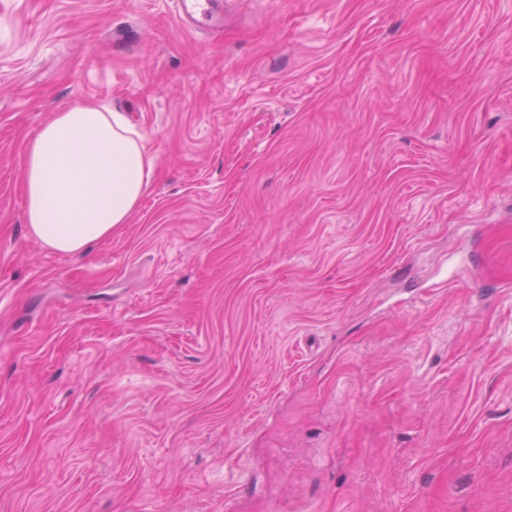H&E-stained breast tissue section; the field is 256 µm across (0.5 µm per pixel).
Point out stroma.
I'll return each mask as SVG.
<instances>
[{
    "instance_id": "obj_1",
    "label": "stroma",
    "mask_w": 512,
    "mask_h": 512,
    "mask_svg": "<svg viewBox=\"0 0 512 512\" xmlns=\"http://www.w3.org/2000/svg\"><path fill=\"white\" fill-rule=\"evenodd\" d=\"M86 101L154 166L74 257ZM0 512H512V0H0ZM177 11L183 22L195 25L217 26L222 19L216 0H176ZM152 169L143 135L120 112L96 103L55 112L27 142L21 167L32 236L81 254L128 223Z\"/></svg>"
}]
</instances>
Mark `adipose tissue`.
I'll return each mask as SVG.
<instances>
[{"instance_id": "ef3b65f1", "label": "adipose tissue", "mask_w": 512, "mask_h": 512, "mask_svg": "<svg viewBox=\"0 0 512 512\" xmlns=\"http://www.w3.org/2000/svg\"><path fill=\"white\" fill-rule=\"evenodd\" d=\"M152 169L143 135L121 113L95 103L54 113L27 142L21 167L32 236L81 254L128 223Z\"/></svg>"}]
</instances>
